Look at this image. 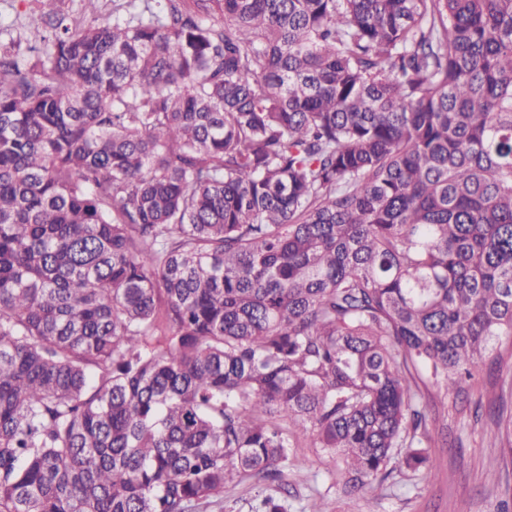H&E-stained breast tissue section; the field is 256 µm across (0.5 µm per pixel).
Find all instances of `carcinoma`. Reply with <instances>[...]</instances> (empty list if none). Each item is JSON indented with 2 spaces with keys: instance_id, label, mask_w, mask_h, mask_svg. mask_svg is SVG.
I'll return each mask as SVG.
<instances>
[{
  "instance_id": "cac0c4a2",
  "label": "carcinoma",
  "mask_w": 512,
  "mask_h": 512,
  "mask_svg": "<svg viewBox=\"0 0 512 512\" xmlns=\"http://www.w3.org/2000/svg\"><path fill=\"white\" fill-rule=\"evenodd\" d=\"M0 45V512L342 490L512 336V0H37Z\"/></svg>"
}]
</instances>
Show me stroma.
I'll return each mask as SVG.
<instances>
[{
	"label": "stroma",
	"mask_w": 512,
	"mask_h": 512,
	"mask_svg": "<svg viewBox=\"0 0 512 512\" xmlns=\"http://www.w3.org/2000/svg\"><path fill=\"white\" fill-rule=\"evenodd\" d=\"M36 0H0V43L22 38ZM437 420L430 432V471L396 467L384 483L354 495L340 491L343 465L307 446L296 449L283 482L255 477L225 488L193 512H255L262 497L287 487L288 512H306L323 499L330 512H497L512 503V434L499 418L512 419V336L496 339L465 391L419 379Z\"/></svg>",
	"instance_id": "35a3bbf8"
}]
</instances>
